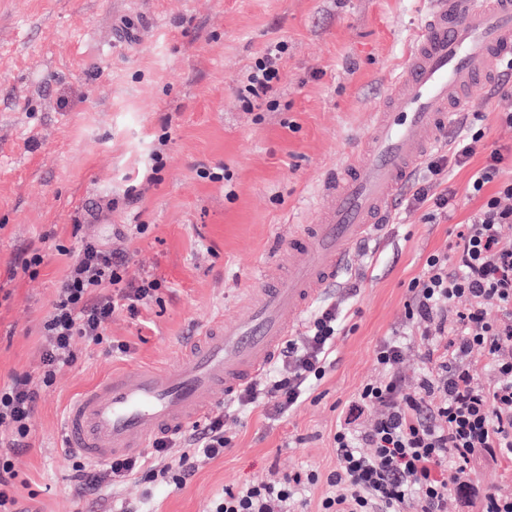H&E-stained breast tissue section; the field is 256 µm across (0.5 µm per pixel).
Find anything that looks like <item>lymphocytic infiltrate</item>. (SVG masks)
Masks as SVG:
<instances>
[{"label":"lymphocytic infiltrate","instance_id":"1","mask_svg":"<svg viewBox=\"0 0 512 512\" xmlns=\"http://www.w3.org/2000/svg\"><path fill=\"white\" fill-rule=\"evenodd\" d=\"M285 41L270 42L251 68L241 91L248 109L275 110ZM486 160L471 178L469 191L481 198L479 210L459 235L455 256L430 254L423 274L409 284L405 318L425 341L422 359L427 373L408 389L399 370L406 344L383 341L376 359L385 374L365 384L352 400L333 436L336 467L328 474L296 471L246 487H228L212 502L211 512H291L299 490L326 483L316 512H448V498L458 495L475 512H512V493L473 489L471 466L479 454L512 464V241L500 228L512 224V180L498 178L502 155L486 150L483 135L460 123L448 136L445 151L422 164L407 193L411 203L433 201L447 209L452 190L433 192L432 181L443 170L462 167L478 153ZM71 255L68 272L42 324L45 338L39 382L16 374L0 383V512H24L16 495L18 474L10 458L29 446L30 421L41 391L50 388L58 369L76 360L75 337L88 344L107 342V326L116 315H137L163 287L144 273L128 275L130 258L103 244L82 242ZM497 319H489L488 306ZM341 314L324 305L311 314L301 336L288 340L272 366L233 396L236 410L273 404L284 412L301 404L312 384L333 363ZM481 351L495 379L478 388L472 360ZM234 436L223 412H216L178 436H163L144 455H122L102 469L78 464L74 479L81 496L98 493L103 483L130 481L148 485L186 484L200 464L222 457ZM180 455H172L173 445Z\"/></svg>","mask_w":512,"mask_h":512}]
</instances>
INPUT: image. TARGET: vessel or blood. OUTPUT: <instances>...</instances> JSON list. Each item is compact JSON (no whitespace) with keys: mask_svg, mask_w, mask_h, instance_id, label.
<instances>
[{"mask_svg":"<svg viewBox=\"0 0 512 512\" xmlns=\"http://www.w3.org/2000/svg\"><path fill=\"white\" fill-rule=\"evenodd\" d=\"M417 41L393 81L362 157L347 156L323 183L318 223L294 236L285 273L266 272L241 312L191 337L177 371L112 372L67 408V448L99 463L150 447L196 421L207 399L231 395L262 372L300 315L337 286L351 249L386 225L393 201L441 139L475 83L493 84L512 54V0H426Z\"/></svg>","mask_w":512,"mask_h":512,"instance_id":"b4317fda","label":"vessel or blood"}]
</instances>
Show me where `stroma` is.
Listing matches in <instances>:
<instances>
[{
    "instance_id": "35a3bbf8",
    "label": "stroma",
    "mask_w": 512,
    "mask_h": 512,
    "mask_svg": "<svg viewBox=\"0 0 512 512\" xmlns=\"http://www.w3.org/2000/svg\"><path fill=\"white\" fill-rule=\"evenodd\" d=\"M421 26L417 0H0V381L41 371V329L67 257L50 253L36 277L17 268L28 247L94 240L127 253L130 276L167 290L138 317L108 326L125 354L76 339L78 360L42 393L30 448L13 462L32 512H207L227 486L271 471L328 472L340 412L384 370L376 349L403 331L410 281L427 257L452 251L481 205L469 193L477 154L453 169L452 206L398 199L382 241L353 249L337 302L345 323L336 360L295 409L256 406L232 422L223 457L184 486L146 496L131 483L74 492L58 421L71 397L112 370L181 361L187 337L232 316L264 266L288 265V241L314 223L328 172L362 151L372 114L402 69ZM285 39L278 110H246L237 88L275 39ZM493 89L474 91L500 180L512 179V128ZM166 164L147 182L150 156ZM222 170L223 180L200 177ZM132 224L147 225L141 235ZM355 294H348V287Z\"/></svg>"
}]
</instances>
